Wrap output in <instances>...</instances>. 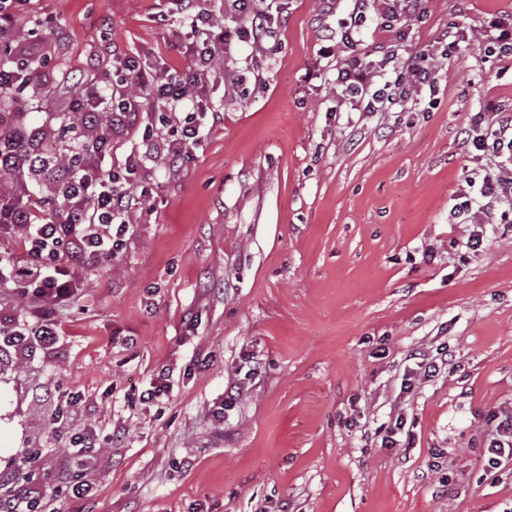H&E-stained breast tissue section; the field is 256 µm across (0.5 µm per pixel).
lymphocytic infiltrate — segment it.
I'll use <instances>...</instances> for the list:
<instances>
[{
	"mask_svg": "<svg viewBox=\"0 0 512 512\" xmlns=\"http://www.w3.org/2000/svg\"><path fill=\"white\" fill-rule=\"evenodd\" d=\"M178 14L189 23L192 59L187 69L157 73L136 56H112L113 79L106 91L86 89L76 97L73 109L85 113L88 123L99 126L92 144L76 142L67 147L47 144L45 133L29 136V155L20 159L13 136L0 139V171L25 183L44 177L56 211L44 208L42 198L26 193H0V233L18 236L25 249L24 259L0 253V287L31 300L25 316L0 314V351L13 353L17 360L32 352H51L60 345L64 315L74 305L80 290L76 267H102L119 259L127 248L132 214L142 210L141 188L153 164L166 163L171 173L198 148L207 125L223 120L221 111L207 103V83L214 63L224 55L229 40L255 47L271 34L272 20L259 9L257 0H224V12L235 18V28L217 27L208 0H170ZM380 28L399 41L404 24L422 20L423 0H380ZM366 22L363 0H353L347 19L338 30L328 33L321 48L323 57L343 52L336 68L337 104L353 102L357 110L374 114L397 104L420 102L423 94L439 90L437 59L447 57L459 41L456 27H449L438 46L423 47L400 56L383 53L391 67L390 79L376 84L379 72L363 64L357 47ZM479 47L488 57L512 59V23L499 16L485 19L480 27ZM43 60L28 47H20L10 63L0 65V92L12 93L42 68ZM155 111L154 124L145 126L136 146L121 162L101 171L82 161L85 149L108 151L114 139L126 134L132 114L142 100ZM465 155L496 160L495 173L485 175L478 187L461 191L460 202L452 206L448 221L470 225L466 248L483 249L486 221L512 219V109L489 104L486 112L474 115L462 130ZM37 498L23 470L0 475V503L7 512H36Z\"/></svg>",
	"mask_w": 512,
	"mask_h": 512,
	"instance_id": "obj_1",
	"label": "lymphocytic infiltrate"
}]
</instances>
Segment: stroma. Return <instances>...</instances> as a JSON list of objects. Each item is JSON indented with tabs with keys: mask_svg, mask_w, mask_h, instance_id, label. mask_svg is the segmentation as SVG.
I'll list each match as a JSON object with an SVG mask.
<instances>
[{
	"mask_svg": "<svg viewBox=\"0 0 512 512\" xmlns=\"http://www.w3.org/2000/svg\"><path fill=\"white\" fill-rule=\"evenodd\" d=\"M260 6L278 20L262 52L235 44L222 60L240 91L208 83L223 123L178 176L154 167L123 256L80 270L60 348L0 355V472L37 449L28 474L53 512H512V463L488 469L478 447L512 406V224L485 225L479 255L448 225L466 178L495 170L463 154L460 131L488 101L512 103V61L476 40L512 0H426L395 51L458 27L439 103L372 116L337 105L343 56L320 55L350 0L326 18L320 0ZM155 13V0H25L15 37L50 61L0 103V125L57 133L74 79L105 82L115 47L186 67ZM441 347L451 364L401 392L407 355ZM165 365L172 393L141 403ZM65 390L82 407L60 425ZM400 413L411 448L382 447ZM88 426L112 445L76 502L68 439Z\"/></svg>",
	"mask_w": 512,
	"mask_h": 512,
	"instance_id": "stroma-1",
	"label": "stroma"
}]
</instances>
